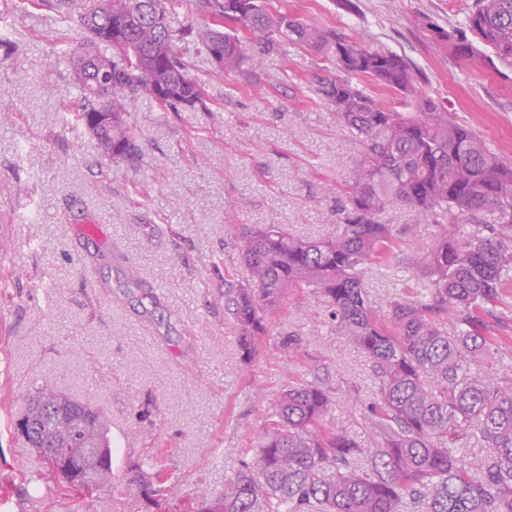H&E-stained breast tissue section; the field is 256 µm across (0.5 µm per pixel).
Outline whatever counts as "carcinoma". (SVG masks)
Segmentation results:
<instances>
[{
	"instance_id": "carcinoma-1",
	"label": "carcinoma",
	"mask_w": 512,
	"mask_h": 512,
	"mask_svg": "<svg viewBox=\"0 0 512 512\" xmlns=\"http://www.w3.org/2000/svg\"><path fill=\"white\" fill-rule=\"evenodd\" d=\"M100 2L92 19L81 16L79 46L61 44L50 62L66 63L79 85L70 114L77 127L90 113L106 111L92 68L112 65V126L96 137L112 150V161L131 160L139 155L138 132L126 119L131 101L146 96L181 112L204 100L187 49L174 43L170 29L184 0H139L130 23L133 0ZM195 9L208 23L185 28L181 40L206 55L219 77L242 73V30L255 34L264 52L304 48L320 56L326 67L314 76L317 92L362 145L332 233L303 239L281 224H263L237 241L250 280L228 285L224 299L244 359L256 355L265 323L288 290L309 288L327 303L336 332L371 362L377 393L362 414L373 439L366 446L324 423L335 402L327 379L288 382L274 411L260 409L252 461L223 491H202L193 512H204L209 501L221 512H406L410 501L425 512H512V375L490 369L503 347L486 321L512 280V162L427 95L411 64L393 52L271 12L267 0H195ZM157 13L163 22L153 21ZM422 24L461 60L512 67V0H472L461 30L446 31L427 17ZM372 83L394 93L393 102L373 95ZM388 206L443 227L424 258L426 297L390 301L389 325L363 284L368 266L399 257L394 225L377 219ZM465 224L477 230L468 233ZM60 396L47 378L34 386L25 441L44 453L76 449L75 473L45 465L29 485L87 501L94 493L77 481L104 486L112 478L110 429L102 415L80 420V402L72 398V416L60 417ZM473 436L492 452H460ZM168 481L152 462L130 478L158 503L167 501Z\"/></svg>"
}]
</instances>
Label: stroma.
<instances>
[{
  "label": "stroma",
  "instance_id": "stroma-1",
  "mask_svg": "<svg viewBox=\"0 0 512 512\" xmlns=\"http://www.w3.org/2000/svg\"><path fill=\"white\" fill-rule=\"evenodd\" d=\"M54 0L21 8L0 0V512H69L52 496H31L26 480L42 463L15 430L36 382L102 409L124 439L111 484L84 512H191L197 489L222 490L249 462L257 402L273 403L313 364L335 387L327 423L368 441L361 413L375 384L368 358L332 329L329 309L309 290H290L266 326L258 353L243 363L224 312L226 284L250 278L236 242L246 229L281 224L303 238L339 220L360 145L337 126L317 94L325 63L314 52L260 55L240 32L248 77H219L192 57L206 108L166 112L136 99L127 118L140 133L137 163L112 162L97 140L67 126L65 105L80 98L67 65L50 66L59 40L79 44L84 0L60 22ZM278 11L340 28L366 46L410 61L427 93L487 145L512 159V69L458 59L418 26L419 16L449 30L472 0H269ZM384 224H413L400 261L374 264L365 287L381 319L394 299L417 295L434 224L390 207ZM99 224L101 238L82 228ZM297 334L299 346L288 344ZM157 457L174 481L166 504L143 499L128 474Z\"/></svg>",
  "mask_w": 512,
  "mask_h": 512
}]
</instances>
